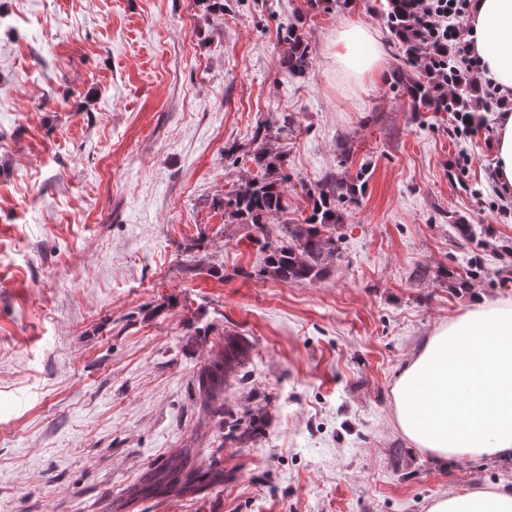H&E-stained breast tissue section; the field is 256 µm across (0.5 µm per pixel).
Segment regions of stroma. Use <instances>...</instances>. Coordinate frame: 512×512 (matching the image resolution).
<instances>
[{
    "label": "stroma",
    "instance_id": "35a3bbf8",
    "mask_svg": "<svg viewBox=\"0 0 512 512\" xmlns=\"http://www.w3.org/2000/svg\"><path fill=\"white\" fill-rule=\"evenodd\" d=\"M349 20L376 30L389 79L337 71ZM290 24L302 78L280 67ZM404 66L381 0H0V512H428L512 486V462L437 464L394 418L427 337L472 294L512 300L498 113L459 133L414 110ZM285 115L289 217L324 178L366 173L311 283L258 277L252 228L218 206L248 169L225 146ZM474 256L455 293L445 271ZM228 335L248 348L226 399L261 417L251 448L220 447L198 392ZM180 463L194 482L149 489Z\"/></svg>",
    "mask_w": 512,
    "mask_h": 512
}]
</instances>
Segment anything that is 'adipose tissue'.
Listing matches in <instances>:
<instances>
[{
  "label": "adipose tissue",
  "mask_w": 512,
  "mask_h": 512,
  "mask_svg": "<svg viewBox=\"0 0 512 512\" xmlns=\"http://www.w3.org/2000/svg\"><path fill=\"white\" fill-rule=\"evenodd\" d=\"M469 51L482 76L512 91V0H471ZM337 69L359 85L387 75L386 52L374 31L350 21L330 43ZM493 177L512 193V113H500L493 137ZM403 435L432 460L494 455L512 459V301L477 297L462 315L437 328L393 389ZM428 512H512V488L464 487L435 498Z\"/></svg>",
  "instance_id": "1"
}]
</instances>
